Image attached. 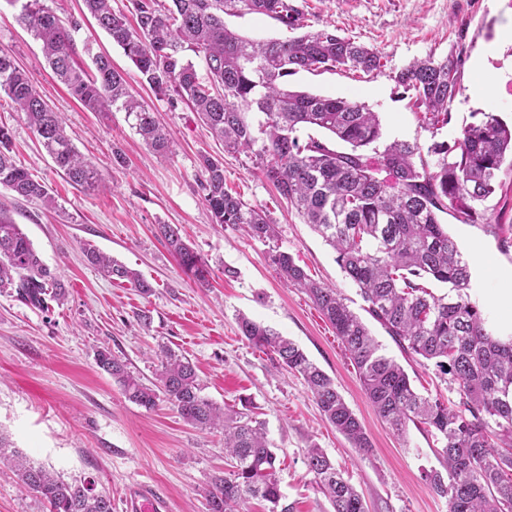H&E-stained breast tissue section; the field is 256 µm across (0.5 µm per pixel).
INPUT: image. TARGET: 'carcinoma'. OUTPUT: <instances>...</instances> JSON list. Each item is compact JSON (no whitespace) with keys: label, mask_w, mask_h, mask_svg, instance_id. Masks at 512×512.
<instances>
[{"label":"carcinoma","mask_w":512,"mask_h":512,"mask_svg":"<svg viewBox=\"0 0 512 512\" xmlns=\"http://www.w3.org/2000/svg\"><path fill=\"white\" fill-rule=\"evenodd\" d=\"M83 4L157 94L172 93L186 102L225 149L246 154L335 251L336 262L359 289L364 311L401 354L434 362L446 377L456 399L417 393L404 367L382 352L342 294L311 279L280 249L277 225L266 213L224 188L223 160L201 156L197 182L214 223L237 225L269 244V259L281 277L302 289L336 331L377 414L401 438L412 424L439 444L434 449L439 467L424 473L429 490L446 500L448 512H512V337L494 335L483 312L469 301L468 261L440 222L442 213L465 224L478 219L479 205L495 191L501 175L512 172V126L484 112L463 128L452 147L434 142L424 148L396 140L379 149L377 113L347 98L292 90L286 78L300 70L378 74L384 67L381 53L330 26L305 30L304 12L295 0H132L134 27L112 10L111 0ZM246 14L267 16L293 36L255 41L226 26L224 17ZM21 20L42 42L54 74L85 109L122 111L147 146L159 154L173 152V141L130 92L126 74L114 69L108 56L87 45L95 73L75 66L77 19L65 24L43 0H24ZM190 52L203 59L205 73H199ZM394 80L415 107L424 108L427 130L448 124V108L461 89L458 58L429 54L398 71ZM2 93L24 114L70 184L95 188L103 181L100 169L73 145L61 113L1 49ZM311 129L329 133L347 149L331 147L310 134ZM10 143L8 131L0 127V185L55 207L46 183L12 159ZM483 229L503 247H512V233L506 234L502 225L488 219ZM157 232L184 271L205 284L208 261L184 241L180 229L160 224ZM83 252L102 274L150 291L137 272L92 244H84ZM429 278L448 285L449 292H429L421 284ZM6 289L35 308L66 295L64 284L43 264L20 226L0 210V292ZM238 325L251 345L272 353L280 368L303 378L324 419L351 447L370 453V438L334 381L295 342L246 316ZM159 359L156 378L147 383L111 349L96 353L98 367L121 385L129 400L147 409L163 401L187 424L224 435L230 470L210 478L207 512H246L254 498L269 503V512H291L280 491L277 456L265 423L204 396L188 358L163 349ZM0 462L15 469L22 485L47 502L49 512H112L110 495L8 451L2 439ZM306 465L333 512H367L363 497L322 449L309 448Z\"/></svg>","instance_id":"obj_1"}]
</instances>
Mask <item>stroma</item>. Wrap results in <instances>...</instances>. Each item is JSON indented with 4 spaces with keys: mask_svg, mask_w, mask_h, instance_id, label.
I'll use <instances>...</instances> for the list:
<instances>
[{
    "mask_svg": "<svg viewBox=\"0 0 512 512\" xmlns=\"http://www.w3.org/2000/svg\"><path fill=\"white\" fill-rule=\"evenodd\" d=\"M311 29L329 25L341 35L376 48L381 73L298 72L291 87L345 97L378 112L384 142L429 146L455 144L480 112L512 124V43L488 58L501 73L495 91L472 96L473 66L498 30L512 26V0H298ZM61 19L78 18L74 58L91 67L90 52L107 54L126 73L130 89L155 113L176 143L161 156L149 149L124 113L86 111L53 75L36 40L20 21L16 0H0V49L24 68L37 91L65 116L78 150L101 169L106 185L69 184L9 99L0 100V126L12 138L14 161L43 179L57 201L54 210L0 186V207L20 224L43 264L65 285L64 302L47 309L27 306L0 293V437L34 463L67 479L92 483L110 494L112 512L136 485L162 492L169 512H206L211 475L226 470L221 434L185 423L167 404L148 410L129 400L120 385L95 363L97 348L109 347L144 381L155 378L157 356L167 347L195 365L202 392L217 404L254 407L266 423L280 461L279 484L293 512H331L304 463L307 448H322L363 496L369 512H448L444 499L426 487L425 471L436 466L433 438L416 427L398 437L367 401L348 353L311 300L287 287L268 258L267 244L240 228L214 223L197 185L204 155L224 158V187L266 212L277 224L278 244L312 278L346 297L354 311L363 300L336 263L334 251L254 169L245 154L225 152L183 101L156 94L138 76L121 48L96 21L83 14L82 0H45ZM458 57L460 93L448 125L425 129L422 115L394 76L427 54ZM122 162H115V155ZM442 224L463 255L480 253L472 266L470 301L496 334L512 336V315L493 296L512 276V250L481 224L442 215ZM176 224L189 244L207 258L208 285L187 274L156 234ZM137 270L152 291L102 276L90 267L84 244ZM234 277H225V269ZM245 315L298 344L335 382L365 426L373 448L362 454L322 417L301 376L274 368L269 355L241 338ZM0 512H49L37 494L20 487L10 466L0 464Z\"/></svg>",
    "mask_w": 512,
    "mask_h": 512,
    "instance_id": "35a3bbf8",
    "label": "stroma"
}]
</instances>
